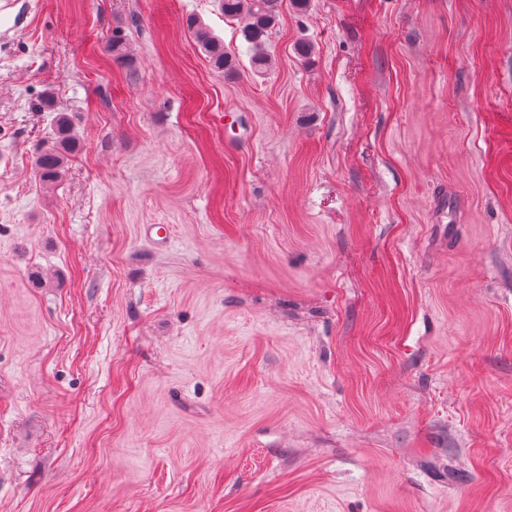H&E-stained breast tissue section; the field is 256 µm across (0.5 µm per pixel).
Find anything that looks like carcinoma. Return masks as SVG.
<instances>
[{
  "instance_id": "carcinoma-1",
  "label": "carcinoma",
  "mask_w": 512,
  "mask_h": 512,
  "mask_svg": "<svg viewBox=\"0 0 512 512\" xmlns=\"http://www.w3.org/2000/svg\"><path fill=\"white\" fill-rule=\"evenodd\" d=\"M219 4L224 17L238 25L240 36L250 51L251 68L257 73L266 72L271 64L268 40L279 17L281 0H219ZM186 26L195 34L213 67L224 72L225 78H234L237 74L235 59L220 41L192 17L186 18ZM74 148L69 118L61 114L56 120L55 141L41 148L34 159L40 181L56 183L62 177L66 153Z\"/></svg>"
}]
</instances>
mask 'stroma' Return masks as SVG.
I'll use <instances>...</instances> for the list:
<instances>
[{"instance_id":"stroma-1","label":"stroma","mask_w":512,"mask_h":512,"mask_svg":"<svg viewBox=\"0 0 512 512\" xmlns=\"http://www.w3.org/2000/svg\"><path fill=\"white\" fill-rule=\"evenodd\" d=\"M269 51L0 0V512H512V0H284ZM186 26L195 34L199 46L207 54L213 67L224 72L225 78L233 79L237 74L235 59L224 50L220 41L212 36L195 18L188 17ZM75 148L71 137L69 118L60 114L56 120L55 141L42 147L34 159L37 175L45 184L56 183L63 174L66 153Z\"/></svg>"}]
</instances>
